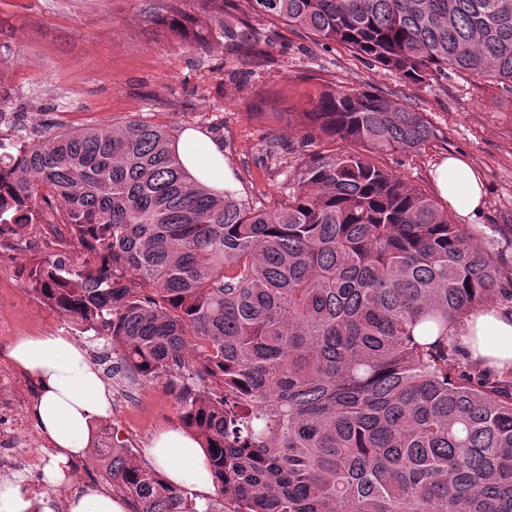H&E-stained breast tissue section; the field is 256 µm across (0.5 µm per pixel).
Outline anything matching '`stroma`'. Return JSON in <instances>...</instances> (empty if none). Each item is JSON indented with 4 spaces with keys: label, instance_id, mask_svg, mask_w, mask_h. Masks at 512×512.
<instances>
[{
    "label": "stroma",
    "instance_id": "stroma-1",
    "mask_svg": "<svg viewBox=\"0 0 512 512\" xmlns=\"http://www.w3.org/2000/svg\"><path fill=\"white\" fill-rule=\"evenodd\" d=\"M180 15L203 37L184 41L149 32L148 16ZM197 0H0V140L33 141L38 126L76 130L131 119L193 127L224 144V167L248 199L266 208L285 198V178L308 148L299 115L327 87H352L424 112L435 137L419 151L373 154L377 166L438 191L431 173L448 154L465 158L487 185L482 224L512 222V94L456 70L424 83L367 64L351 48L316 45L305 31L248 6L215 21ZM239 34L229 41L224 28ZM57 249L30 226L0 236V392L26 418L19 453L46 447L29 409L37 390L7 358L23 336L61 333L95 357L103 343L80 332L25 288L19 272L32 255ZM112 414L96 421L139 462L162 430L180 426L164 382L109 380Z\"/></svg>",
    "mask_w": 512,
    "mask_h": 512
}]
</instances>
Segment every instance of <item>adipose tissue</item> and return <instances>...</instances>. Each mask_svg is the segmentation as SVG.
Segmentation results:
<instances>
[{
  "instance_id": "1",
  "label": "adipose tissue",
  "mask_w": 512,
  "mask_h": 512,
  "mask_svg": "<svg viewBox=\"0 0 512 512\" xmlns=\"http://www.w3.org/2000/svg\"><path fill=\"white\" fill-rule=\"evenodd\" d=\"M174 148L198 184L219 195L229 187L220 140L187 128L178 135ZM434 180L460 221L471 224L480 218L486 186L462 156L449 155L436 170ZM451 333L462 341L472 358L487 359L500 368L512 365V317L496 308L469 315ZM9 356L37 387L32 414L55 450L52 464L45 470V482L59 486L67 480L69 463L84 457L92 423L111 414V393L101 372L71 337L24 336L13 343ZM148 454L168 483L192 487L203 498L216 492L206 451L188 431L163 430ZM0 512H55V508L51 496L26 494L20 481L4 479L0 481Z\"/></svg>"
}]
</instances>
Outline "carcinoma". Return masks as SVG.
<instances>
[{"label": "carcinoma", "instance_id": "carcinoma-1", "mask_svg": "<svg viewBox=\"0 0 512 512\" xmlns=\"http://www.w3.org/2000/svg\"><path fill=\"white\" fill-rule=\"evenodd\" d=\"M249 2L412 82L451 67L512 93V0ZM300 124L349 148L308 153L274 209L200 186L138 120L0 151V230L61 220L23 283L119 350L109 375L166 380L233 512H512V373L448 335L512 303L500 225L455 224L369 161L424 147V113L329 87ZM97 454L135 512H214L129 448Z\"/></svg>", "mask_w": 512, "mask_h": 512}]
</instances>
